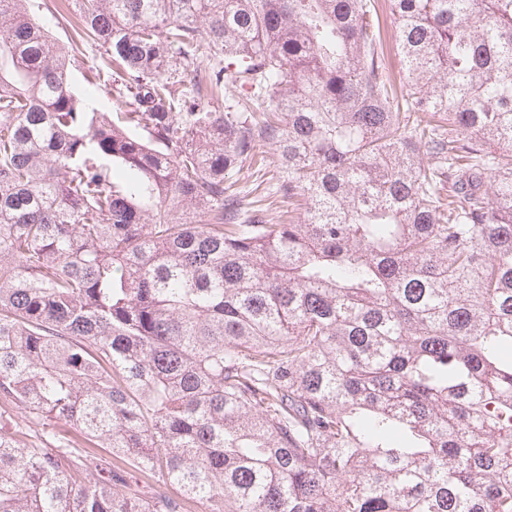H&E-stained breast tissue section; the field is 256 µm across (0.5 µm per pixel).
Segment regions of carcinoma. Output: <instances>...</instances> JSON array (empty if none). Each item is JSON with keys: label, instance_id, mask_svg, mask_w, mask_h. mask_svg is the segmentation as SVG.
Returning <instances> with one entry per match:
<instances>
[{"label": "carcinoma", "instance_id": "1", "mask_svg": "<svg viewBox=\"0 0 512 512\" xmlns=\"http://www.w3.org/2000/svg\"><path fill=\"white\" fill-rule=\"evenodd\" d=\"M67 2L129 111L0 0V512H512V0H390L400 88L375 0ZM100 51L91 43L79 44V52H75V60L71 61L70 68L73 89L79 94L82 93L85 88H88L87 78L94 77V73H98L96 95L94 96L98 109L104 112H127L128 108L119 110L113 104L115 100L112 89L114 87V85L112 86L113 80L103 65ZM267 155V168L264 171H261L257 174L254 172V168L243 167L239 171H234L229 174V178L227 183H234V188H238L241 190L244 198V211L242 217V221H246L249 217L252 216L253 210L258 208H267L266 216L267 219L270 220V224H276L280 215L283 212L288 211V199H283L281 197H276L275 199L264 197L263 188L268 185L276 182L278 177V169H277V157L272 153V151ZM265 172V175L261 177V175ZM264 180L265 182L261 185V187L254 191L256 186ZM262 200L261 202L250 204L251 202ZM274 200V202H271ZM87 457V473L89 474V478H96L99 475L100 464H103V461H107L111 464L112 470H116L117 468H128L126 463L118 458H115L110 453V448H84Z\"/></svg>", "mask_w": 512, "mask_h": 512}]
</instances>
